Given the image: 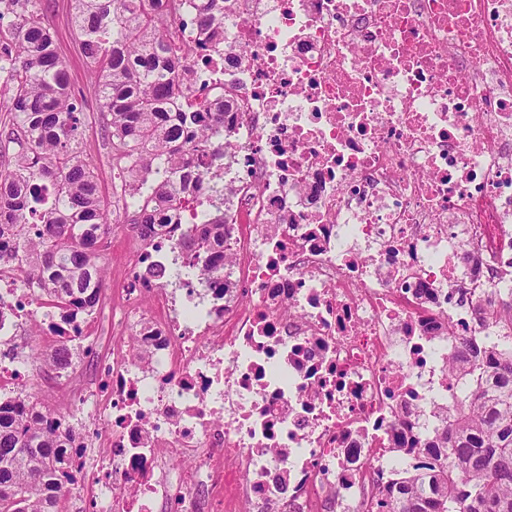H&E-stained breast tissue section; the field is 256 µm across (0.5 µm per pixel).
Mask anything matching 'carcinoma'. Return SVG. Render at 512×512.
<instances>
[{"instance_id": "carcinoma-1", "label": "carcinoma", "mask_w": 512, "mask_h": 512, "mask_svg": "<svg viewBox=\"0 0 512 512\" xmlns=\"http://www.w3.org/2000/svg\"><path fill=\"white\" fill-rule=\"evenodd\" d=\"M82 55L97 78L99 112L120 162L112 165L120 200L145 235L168 224L167 211L213 164L209 143L234 146L224 106L191 104L187 61L223 48L224 0L189 14L214 30V45L175 50L166 42L168 0H71ZM0 263L15 262L51 309L95 308L106 280L100 238L111 230L109 204L83 150L84 110L72 89L40 0H0ZM185 225L184 247L199 255L224 249L216 211ZM481 312L495 332L477 349L464 339L448 359V379L463 383L460 408L422 440L394 453L410 456L387 488L360 512H512V288ZM37 401L0 404V512H55L68 462L66 435Z\"/></svg>"}]
</instances>
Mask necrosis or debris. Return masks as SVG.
I'll use <instances>...</instances> for the list:
<instances>
[{"label": "necrosis or debris", "instance_id": "obj_1", "mask_svg": "<svg viewBox=\"0 0 512 512\" xmlns=\"http://www.w3.org/2000/svg\"><path fill=\"white\" fill-rule=\"evenodd\" d=\"M197 86L234 147L163 235L127 225L92 312L0 266V392L82 412L72 512H357L512 262V0H225ZM215 184L218 271L159 276Z\"/></svg>", "mask_w": 512, "mask_h": 512}]
</instances>
